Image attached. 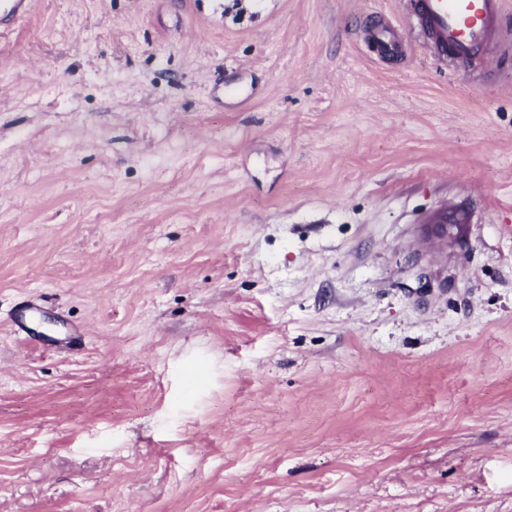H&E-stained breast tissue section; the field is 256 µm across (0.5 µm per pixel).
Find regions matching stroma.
Instances as JSON below:
<instances>
[{"instance_id": "1", "label": "stroma", "mask_w": 512, "mask_h": 512, "mask_svg": "<svg viewBox=\"0 0 512 512\" xmlns=\"http://www.w3.org/2000/svg\"><path fill=\"white\" fill-rule=\"evenodd\" d=\"M412 13L0 34V512H512V56Z\"/></svg>"}]
</instances>
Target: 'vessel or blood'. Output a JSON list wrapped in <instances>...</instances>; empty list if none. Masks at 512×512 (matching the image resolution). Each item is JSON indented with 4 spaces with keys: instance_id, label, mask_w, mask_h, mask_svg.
Segmentation results:
<instances>
[{
    "instance_id": "b4317fda",
    "label": "vessel or blood",
    "mask_w": 512,
    "mask_h": 512,
    "mask_svg": "<svg viewBox=\"0 0 512 512\" xmlns=\"http://www.w3.org/2000/svg\"><path fill=\"white\" fill-rule=\"evenodd\" d=\"M31 0H0V27L11 28ZM503 0H416L414 13L428 31L432 49L471 57L491 36Z\"/></svg>"
}]
</instances>
